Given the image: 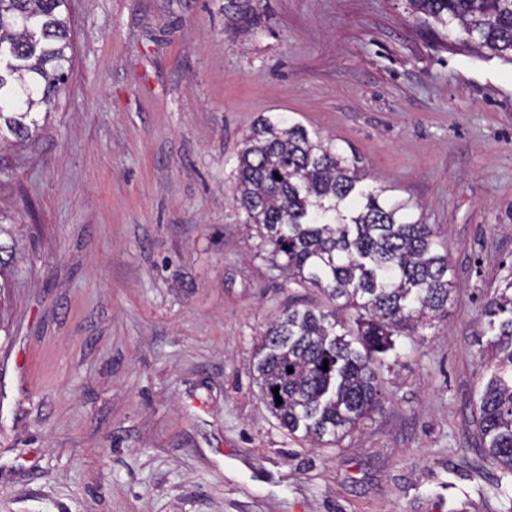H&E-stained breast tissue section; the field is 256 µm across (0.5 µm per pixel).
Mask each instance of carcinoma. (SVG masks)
I'll return each mask as SVG.
<instances>
[{
  "instance_id": "cac0c4a2",
  "label": "carcinoma",
  "mask_w": 512,
  "mask_h": 512,
  "mask_svg": "<svg viewBox=\"0 0 512 512\" xmlns=\"http://www.w3.org/2000/svg\"><path fill=\"white\" fill-rule=\"evenodd\" d=\"M408 2L466 42L512 59V0ZM252 11V0L225 5L232 18ZM70 49L68 0H0V143L37 132L35 109L54 106ZM245 144L232 198L257 229L260 251L288 281L332 304L283 310L261 338L254 375L288 433L335 442L379 408L378 370L395 337L448 316V252L416 215L417 203L366 184L334 139L279 114L258 119ZM484 310L496 340L477 424L488 459L512 473V274Z\"/></svg>"
}]
</instances>
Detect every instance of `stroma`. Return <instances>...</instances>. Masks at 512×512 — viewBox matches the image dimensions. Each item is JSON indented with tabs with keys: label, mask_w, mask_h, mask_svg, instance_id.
<instances>
[{
	"label": "stroma",
	"mask_w": 512,
	"mask_h": 512,
	"mask_svg": "<svg viewBox=\"0 0 512 512\" xmlns=\"http://www.w3.org/2000/svg\"><path fill=\"white\" fill-rule=\"evenodd\" d=\"M70 0L39 136L0 148V512H512L477 406L486 295L512 272V61L405 0ZM274 112L422 205L456 282L396 339L382 405L336 446L268 410L256 347L324 304L231 199Z\"/></svg>",
	"instance_id": "1"
}]
</instances>
